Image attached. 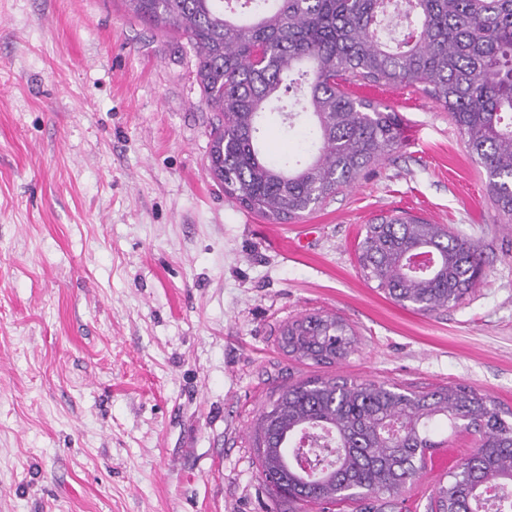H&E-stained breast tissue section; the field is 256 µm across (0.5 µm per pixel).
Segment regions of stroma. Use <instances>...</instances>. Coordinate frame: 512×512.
Here are the masks:
<instances>
[{"instance_id": "stroma-1", "label": "stroma", "mask_w": 512, "mask_h": 512, "mask_svg": "<svg viewBox=\"0 0 512 512\" xmlns=\"http://www.w3.org/2000/svg\"><path fill=\"white\" fill-rule=\"evenodd\" d=\"M356 96L398 113L401 145L290 224L224 194L186 40L121 0H0V512H271L253 448L275 390L313 377L512 409V223L447 111L402 86ZM283 98L267 151L300 138ZM405 212L477 241L458 305L425 314L361 274L365 224ZM330 313L353 353L315 366L281 327ZM401 512H428L479 446L438 421Z\"/></svg>"}]
</instances>
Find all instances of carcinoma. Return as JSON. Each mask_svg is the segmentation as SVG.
I'll use <instances>...</instances> for the list:
<instances>
[{
  "label": "carcinoma",
  "instance_id": "obj_1",
  "mask_svg": "<svg viewBox=\"0 0 512 512\" xmlns=\"http://www.w3.org/2000/svg\"><path fill=\"white\" fill-rule=\"evenodd\" d=\"M141 22L195 50L202 105L214 113L210 171L224 194L271 224H286L334 199L402 141L398 115L351 88L405 85L446 110L485 170L498 213L512 223V0H406L412 39L391 45L380 26L386 0H244L252 17L226 14L224 0H123ZM303 92L317 153L274 158L261 122L281 94ZM359 264L403 306L432 313L459 303L482 276L480 245L405 213L364 227ZM288 355L332 364L355 349L339 317L288 322ZM471 429L480 445L438 488L431 512H512V410L467 386L410 391L343 378L301 380L259 413V476L275 503L354 502L392 512L425 466L439 419Z\"/></svg>",
  "mask_w": 512,
  "mask_h": 512
}]
</instances>
